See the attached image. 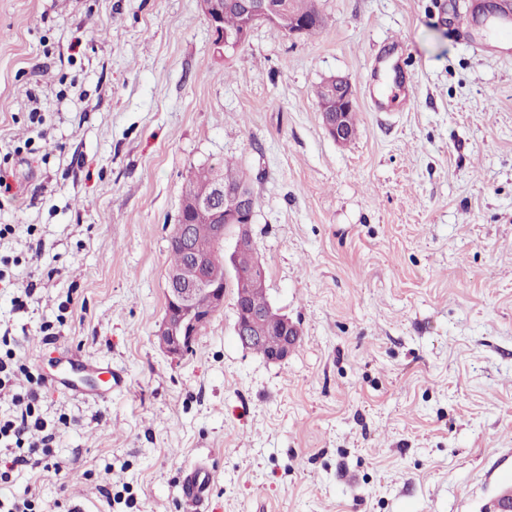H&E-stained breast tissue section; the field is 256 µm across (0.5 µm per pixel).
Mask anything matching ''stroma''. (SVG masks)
I'll return each mask as SVG.
<instances>
[{
	"label": "stroma",
	"instance_id": "obj_1",
	"mask_svg": "<svg viewBox=\"0 0 512 512\" xmlns=\"http://www.w3.org/2000/svg\"><path fill=\"white\" fill-rule=\"evenodd\" d=\"M507 3L317 0L316 34L261 23L220 53L198 0H0L17 177L0 253L23 258L0 327L32 371L68 346L126 379L107 401L44 389L62 468L16 471L0 496L181 512L179 475L201 462L205 512H481L512 486V55L469 44ZM378 59L403 64L384 112ZM334 76L355 93L345 144L315 94ZM227 160L256 199L268 299L298 331L282 361L241 345L231 285L191 352L157 342L184 186Z\"/></svg>",
	"mask_w": 512,
	"mask_h": 512
}]
</instances>
